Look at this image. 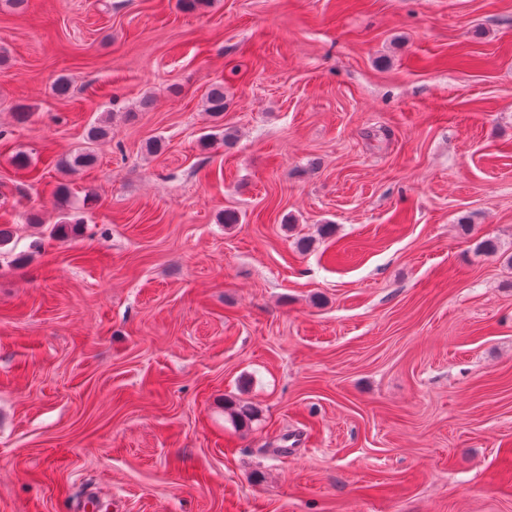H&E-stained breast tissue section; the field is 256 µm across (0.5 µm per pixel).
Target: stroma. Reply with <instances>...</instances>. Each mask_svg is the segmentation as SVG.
<instances>
[{"instance_id":"obj_1","label":"stroma","mask_w":512,"mask_h":512,"mask_svg":"<svg viewBox=\"0 0 512 512\" xmlns=\"http://www.w3.org/2000/svg\"><path fill=\"white\" fill-rule=\"evenodd\" d=\"M0 224V512H512V0L0 4Z\"/></svg>"}]
</instances>
